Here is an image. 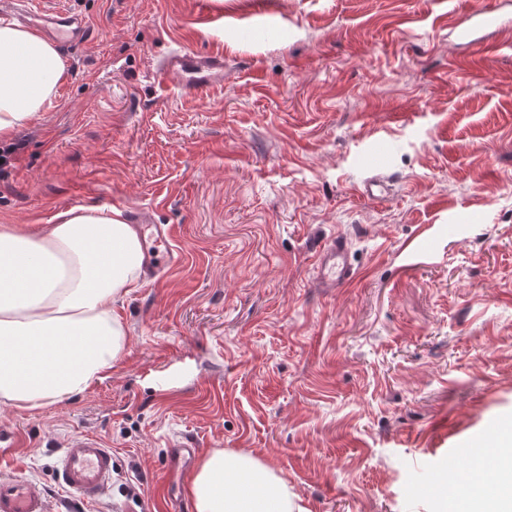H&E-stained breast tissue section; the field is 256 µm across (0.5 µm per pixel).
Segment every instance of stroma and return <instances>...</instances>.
<instances>
[{
    "label": "stroma",
    "instance_id": "1",
    "mask_svg": "<svg viewBox=\"0 0 512 512\" xmlns=\"http://www.w3.org/2000/svg\"><path fill=\"white\" fill-rule=\"evenodd\" d=\"M46 2L91 34L0 163V224L139 207L180 257L118 305L103 380L0 408L51 512H193L166 476L186 440L259 459L303 512H447L438 477L492 450L509 494L470 510L512 512V24L479 51L469 0ZM176 48L222 52L223 85L168 87ZM377 174L389 195L360 197ZM339 234L359 276L326 294ZM77 434L114 460L89 504L56 474Z\"/></svg>",
    "mask_w": 512,
    "mask_h": 512
}]
</instances>
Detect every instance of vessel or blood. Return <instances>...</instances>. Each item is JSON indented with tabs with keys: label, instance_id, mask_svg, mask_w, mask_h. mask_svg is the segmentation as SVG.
I'll return each instance as SVG.
<instances>
[{
	"label": "vessel or blood",
	"instance_id": "1",
	"mask_svg": "<svg viewBox=\"0 0 512 512\" xmlns=\"http://www.w3.org/2000/svg\"><path fill=\"white\" fill-rule=\"evenodd\" d=\"M14 16L24 24L41 19L44 29L55 36L64 50L83 40L89 32L85 19L46 7L42 0H17ZM500 21L495 9L473 8L461 17L456 35L470 43L477 31L497 26ZM157 72L172 88L187 95H199L223 84L224 55L182 48L164 57ZM127 218L138 227L143 253L141 274L146 280H154L175 260L169 246L171 231L165 225L152 223L149 215L139 210L128 211ZM347 249L348 242L341 236L330 239L319 249L314 262L317 288L332 292L354 281L356 272L348 260ZM27 445L23 430L15 427L0 430V512H49L47 499L12 472ZM113 469L112 451L104 441L94 435L79 434L68 440L58 460L57 476L61 487L89 503L108 491Z\"/></svg>",
	"mask_w": 512,
	"mask_h": 512
}]
</instances>
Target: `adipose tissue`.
<instances>
[{
	"mask_svg": "<svg viewBox=\"0 0 512 512\" xmlns=\"http://www.w3.org/2000/svg\"><path fill=\"white\" fill-rule=\"evenodd\" d=\"M67 68L35 31L0 22V140L39 120ZM135 229L107 207L54 224H0V405L37 410L103 379L125 347L116 310L137 286ZM194 512H295L288 484L258 459L217 449L187 488Z\"/></svg>",
	"mask_w": 512,
	"mask_h": 512,
	"instance_id": "adipose-tissue-1",
	"label": "adipose tissue"
}]
</instances>
